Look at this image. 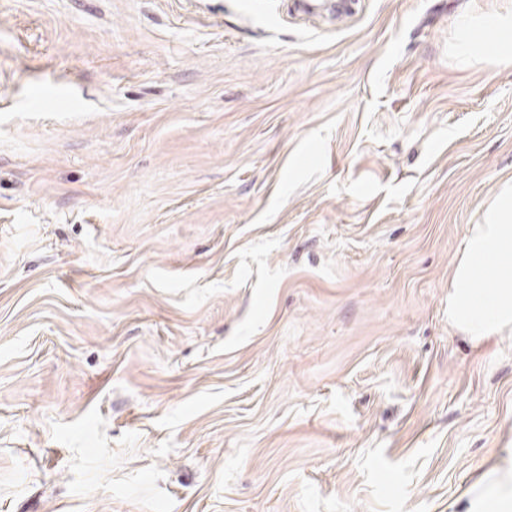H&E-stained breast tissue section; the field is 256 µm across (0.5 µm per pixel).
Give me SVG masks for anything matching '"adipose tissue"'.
<instances>
[{"mask_svg": "<svg viewBox=\"0 0 512 512\" xmlns=\"http://www.w3.org/2000/svg\"><path fill=\"white\" fill-rule=\"evenodd\" d=\"M461 54L512 58V17L489 15L467 26ZM490 267L489 284L477 285L475 269ZM448 292V320L472 336L512 329V183L488 202L480 222L472 225ZM465 512H512V452L499 458L466 490Z\"/></svg>", "mask_w": 512, "mask_h": 512, "instance_id": "1", "label": "adipose tissue"}]
</instances>
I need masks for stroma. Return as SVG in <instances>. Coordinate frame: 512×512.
Masks as SVG:
<instances>
[{
    "label": "stroma",
    "mask_w": 512,
    "mask_h": 512,
    "mask_svg": "<svg viewBox=\"0 0 512 512\" xmlns=\"http://www.w3.org/2000/svg\"><path fill=\"white\" fill-rule=\"evenodd\" d=\"M512 0H0V512H464L512 333L448 321L512 180ZM357 0H296L298 10L307 14L318 15L327 19H340L354 10ZM458 48L463 55L512 58V17L489 15L480 24L467 26Z\"/></svg>",
    "instance_id": "1"
}]
</instances>
